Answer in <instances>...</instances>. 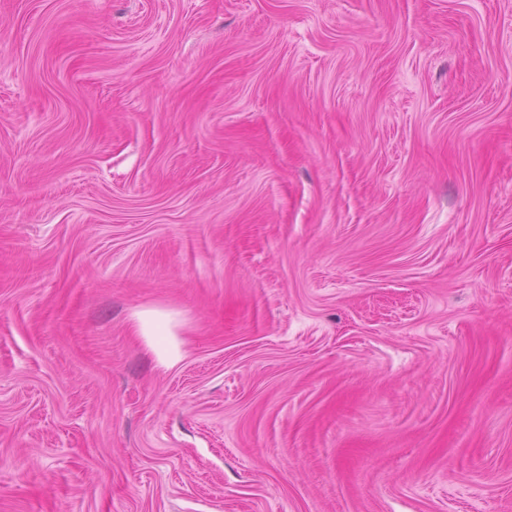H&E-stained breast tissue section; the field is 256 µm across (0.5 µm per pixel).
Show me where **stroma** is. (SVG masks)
I'll list each match as a JSON object with an SVG mask.
<instances>
[{
	"instance_id": "obj_1",
	"label": "stroma",
	"mask_w": 512,
	"mask_h": 512,
	"mask_svg": "<svg viewBox=\"0 0 512 512\" xmlns=\"http://www.w3.org/2000/svg\"><path fill=\"white\" fill-rule=\"evenodd\" d=\"M0 512H512V0H0Z\"/></svg>"
}]
</instances>
